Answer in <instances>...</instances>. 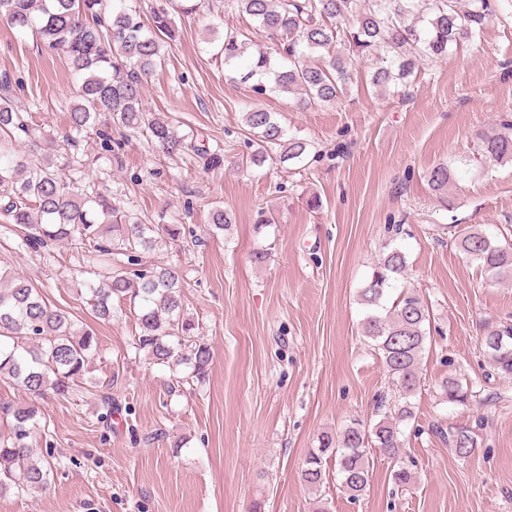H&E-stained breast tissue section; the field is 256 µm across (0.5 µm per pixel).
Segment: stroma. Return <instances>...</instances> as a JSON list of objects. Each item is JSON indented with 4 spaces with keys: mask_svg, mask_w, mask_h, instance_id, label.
Segmentation results:
<instances>
[{
    "mask_svg": "<svg viewBox=\"0 0 512 512\" xmlns=\"http://www.w3.org/2000/svg\"><path fill=\"white\" fill-rule=\"evenodd\" d=\"M174 22L180 36L143 92L149 111L194 144L242 155L243 114L256 105L310 152L299 169L276 160L207 169L193 151L167 156L140 134L106 155L92 133L69 151L75 187L107 189L153 223L193 230L154 258L183 272L184 311L213 351L202 381L135 349L129 303L111 321L95 318L71 279L75 246L22 248L0 216V270L32 281L97 337L93 391L38 401L0 379V403L39 406L36 425L50 437L35 440V459L55 450L48 487L0 496V512H512V381L494 373L481 345L486 328L512 316V284L487 279L456 245L474 228L512 243V163L485 166L477 139L512 117V18L421 65L399 93L378 95L363 65L336 105L306 108L278 93L257 96L239 69L214 56L211 40L229 29L269 43L225 0H204ZM4 74L20 83L19 103L36 124L65 133L74 80L62 56L0 22ZM443 162L456 178L441 199L427 173ZM312 196L315 211L306 205ZM217 204L235 222L212 237L208 213ZM261 206L274 222L260 228ZM388 245L405 253V285L423 295L433 319L415 418L402 426L413 479L395 485L390 463L372 454L370 486L353 501L336 476L311 489L300 471L322 433L377 423V400L394 394L361 334L357 301ZM262 249L266 260L255 262ZM451 375L469 383V405L441 401L438 386ZM458 426L478 436L465 459L445 435Z\"/></svg>",
    "mask_w": 512,
    "mask_h": 512,
    "instance_id": "obj_1",
    "label": "stroma"
}]
</instances>
